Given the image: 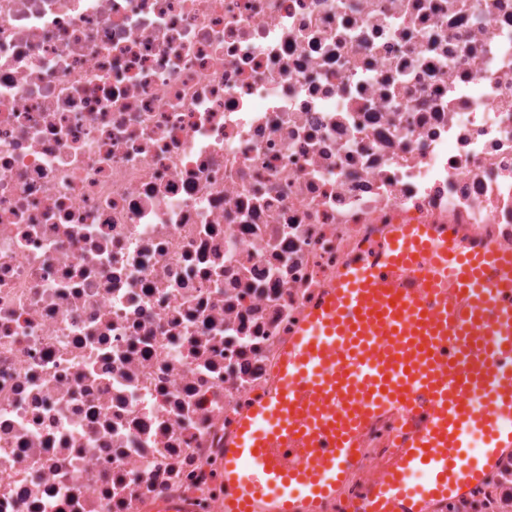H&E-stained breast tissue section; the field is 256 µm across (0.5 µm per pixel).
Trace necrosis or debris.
Segmentation results:
<instances>
[{
	"instance_id": "obj_1",
	"label": "necrosis or debris",
	"mask_w": 512,
	"mask_h": 512,
	"mask_svg": "<svg viewBox=\"0 0 512 512\" xmlns=\"http://www.w3.org/2000/svg\"><path fill=\"white\" fill-rule=\"evenodd\" d=\"M399 224L512 249V0H0V512H217L282 349ZM430 512H512V450Z\"/></svg>"
}]
</instances>
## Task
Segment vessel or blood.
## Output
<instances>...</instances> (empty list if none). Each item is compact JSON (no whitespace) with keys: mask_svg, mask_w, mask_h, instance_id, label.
<instances>
[{"mask_svg":"<svg viewBox=\"0 0 512 512\" xmlns=\"http://www.w3.org/2000/svg\"><path fill=\"white\" fill-rule=\"evenodd\" d=\"M387 413L397 450L362 512H429L512 448V252L402 224L349 263L227 442L218 512H321Z\"/></svg>","mask_w":512,"mask_h":512,"instance_id":"obj_1","label":"vessel or blood"}]
</instances>
